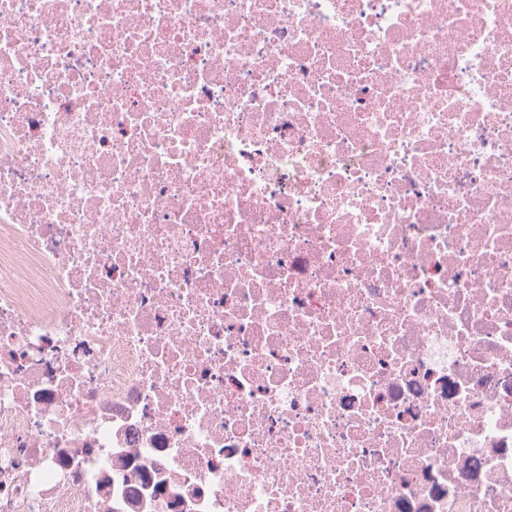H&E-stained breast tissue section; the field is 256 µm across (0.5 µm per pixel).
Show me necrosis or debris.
Here are the masks:
<instances>
[{"label":"necrosis or debris","instance_id":"4bbe7bcc","mask_svg":"<svg viewBox=\"0 0 512 512\" xmlns=\"http://www.w3.org/2000/svg\"><path fill=\"white\" fill-rule=\"evenodd\" d=\"M0 512H512V0H0Z\"/></svg>","mask_w":512,"mask_h":512}]
</instances>
